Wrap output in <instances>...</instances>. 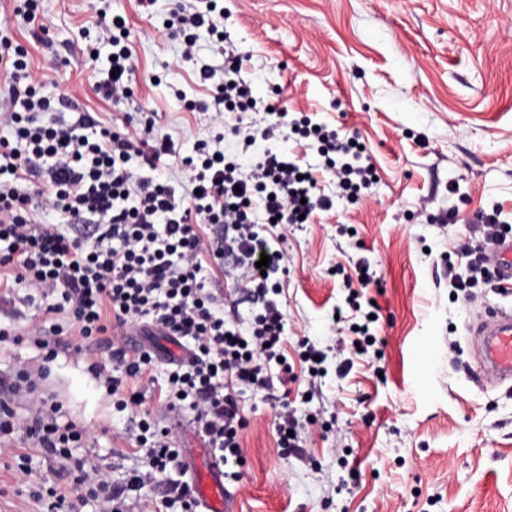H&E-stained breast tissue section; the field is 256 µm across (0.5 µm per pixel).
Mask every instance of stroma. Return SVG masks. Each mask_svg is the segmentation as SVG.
Masks as SVG:
<instances>
[{
  "mask_svg": "<svg viewBox=\"0 0 512 512\" xmlns=\"http://www.w3.org/2000/svg\"><path fill=\"white\" fill-rule=\"evenodd\" d=\"M172 0H42L45 43L26 29L34 65L51 72L49 96L77 97L82 109L111 124L120 111L97 87L110 52L97 40L103 13L122 14L137 65L134 98L157 114L159 134L176 153L155 177H170L180 157L209 138L213 113L186 109L206 99L200 66L224 58L199 30L196 59L163 28ZM224 29L251 56L256 96L279 98L286 112L357 133L378 182L366 198L333 209L289 233L281 296L284 348L296 358L309 339L327 355V374L299 415L334 420L333 431L308 427L306 459L283 456L274 411L251 395L243 406L245 463L226 485L238 512H512V386L474 378L469 326L483 303L454 298L446 270L465 272L461 246L470 218L497 208L512 225V0H224ZM456 194H449V186ZM459 208L455 223L436 218ZM366 249L382 289H367L380 307L373 331L382 356L354 354L348 327L331 315L344 305V275ZM344 275H333V267ZM100 345L45 362L33 343L0 347V396L17 362L48 366L45 390L63 421L87 429L88 450L107 480L141 465L129 412L117 411L94 379ZM352 366L345 375L336 369ZM27 471H20L19 461ZM356 479H349V468ZM47 481L79 497L67 467L32 444L0 456V512H39L18 487Z\"/></svg>",
  "mask_w": 512,
  "mask_h": 512,
  "instance_id": "stroma-1",
  "label": "stroma"
}]
</instances>
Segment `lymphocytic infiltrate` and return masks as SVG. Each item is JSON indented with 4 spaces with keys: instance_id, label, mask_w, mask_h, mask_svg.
I'll list each match as a JSON object with an SVG mask.
<instances>
[{
    "instance_id": "f902f5d3",
    "label": "lymphocytic infiltrate",
    "mask_w": 512,
    "mask_h": 512,
    "mask_svg": "<svg viewBox=\"0 0 512 512\" xmlns=\"http://www.w3.org/2000/svg\"><path fill=\"white\" fill-rule=\"evenodd\" d=\"M195 2L176 0L170 12L168 32L179 38L185 62L195 58L196 29L215 37L224 33L219 0H208L203 11ZM0 10L6 17L0 25V126L11 131L10 138H0V285L36 290L44 314L22 330L0 327V344L29 339L52 361L65 346L64 332L109 342L108 356L90 369L115 396L117 409L138 414L135 441L144 456L140 469L123 481L104 480L94 456L72 454L87 431L60 423L59 405L49 404L23 369L16 384L28 392L32 414L17 416L1 402L0 437L33 442L48 456L72 463L77 484L106 503L107 512H136L137 493L154 482L167 486L164 512H199L194 488L183 478L174 424L144 409V394H119L125 381L154 366L153 349L128 351L124 333L157 330L185 341L188 355L173 361L158 401L171 412L191 411V423L216 463L242 458V396L248 392L271 402L284 453L302 454L307 425L274 386L275 373H293L283 359L280 296L288 257L282 245L300 220L330 211L337 199L368 195L376 171L352 137L305 118L286 120L282 109L255 98L244 78L249 54L229 47L221 67L199 70L201 82L212 87L210 100L186 103L192 111L214 112L218 128L181 158L174 179L159 181L153 172L175 145L156 133L154 113L128 114L112 126L88 112L73 123L42 121L52 102L40 91L51 76L34 67L28 48L12 35L18 24L39 36L40 0H0ZM127 28L126 18L115 14L98 35L111 49L112 75L103 95L116 105L134 96ZM252 114L266 123L261 134L244 129ZM283 129L302 139L317 162L268 149L246 169L224 154L225 134L242 137L248 148L257 137L269 139ZM327 184L332 193L324 192ZM50 214L56 223H46ZM474 221L480 240L463 250L467 272L448 273L449 288L468 299L475 289L492 287L488 254L512 233L495 210L477 213ZM264 255L269 262L262 270L256 263ZM214 267L227 269L250 296L255 308L249 316L220 307L207 275ZM63 312L69 317L65 327L51 320Z\"/></svg>"
}]
</instances>
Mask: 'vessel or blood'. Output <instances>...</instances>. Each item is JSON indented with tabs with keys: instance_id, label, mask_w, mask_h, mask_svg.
I'll list each match as a JSON object with an SVG mask.
<instances>
[{
	"instance_id": "vessel-or-blood-1",
	"label": "vessel or blood",
	"mask_w": 512,
	"mask_h": 512,
	"mask_svg": "<svg viewBox=\"0 0 512 512\" xmlns=\"http://www.w3.org/2000/svg\"><path fill=\"white\" fill-rule=\"evenodd\" d=\"M493 267L503 289L512 291V237L499 244ZM479 375L492 382L512 381V309L485 306L473 330ZM194 490L204 512H236V500L224 489L222 470L203 461L194 468Z\"/></svg>"
}]
</instances>
